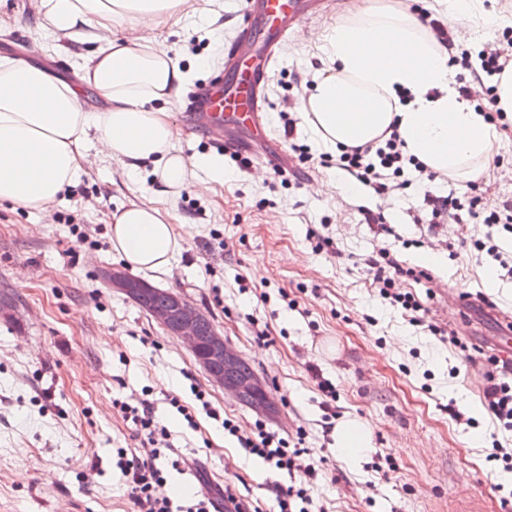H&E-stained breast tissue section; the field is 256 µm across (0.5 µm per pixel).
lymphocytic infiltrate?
I'll return each instance as SVG.
<instances>
[{"mask_svg": "<svg viewBox=\"0 0 512 512\" xmlns=\"http://www.w3.org/2000/svg\"><path fill=\"white\" fill-rule=\"evenodd\" d=\"M449 63L462 71L461 96L468 100L482 97L480 110L488 122L505 120V113L496 106L493 80L496 75L512 68V32L503 31L501 37L484 44L476 52L458 49L450 55ZM334 161L343 177L360 182L378 194L392 186L406 188L411 184V175L426 173L424 165L407 154L402 140L394 132L384 137L382 142L344 149ZM424 200L431 210L433 223L449 217L456 221L463 219L470 224H499L507 232H512L511 205L490 209L474 205L466 207L456 197L430 194L425 195ZM368 267L382 299L410 313L423 311V303L413 293L400 291L395 286L396 279L402 277L420 279L419 271L403 267L387 250L369 259ZM482 377L485 381L483 397L489 411L504 429L511 431L512 363L489 357L483 366ZM194 396L205 413L220 420L225 432L236 437L246 452L261 458L276 470L298 475L299 480L293 485L276 488L273 512H309L312 503L309 488L318 476L313 463V449L292 445L280 431L261 420L249 428H242L231 419L221 418L204 392L195 391ZM116 407L143 444L142 449L134 453L123 448L117 451L116 466L129 489L134 512H264L259 504L237 496L228 485L213 494L197 493L187 507L161 495L160 489L167 482L166 469H180L186 465V458L168 454L170 432L156 419L150 399H139L133 405L120 401Z\"/></svg>", "mask_w": 512, "mask_h": 512, "instance_id": "1", "label": "lymphocytic infiltrate"}]
</instances>
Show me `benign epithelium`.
I'll return each instance as SVG.
<instances>
[{
  "instance_id": "benign-epithelium-1",
  "label": "benign epithelium",
  "mask_w": 512,
  "mask_h": 512,
  "mask_svg": "<svg viewBox=\"0 0 512 512\" xmlns=\"http://www.w3.org/2000/svg\"><path fill=\"white\" fill-rule=\"evenodd\" d=\"M110 285L132 298L140 294L154 292L156 288L145 280L119 269L103 272ZM173 310L158 309L152 311L155 321L166 328L172 335L182 338L191 348L197 362L210 377L224 387V390L238 398L252 396L249 406L261 413L274 409L275 402L265 384L258 378L240 381L229 378L224 372L235 367L241 356L224 340V335L215 327L210 329L206 348H201V328L205 321L204 314L182 296L172 297Z\"/></svg>"
}]
</instances>
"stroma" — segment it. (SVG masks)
I'll list each match as a JSON object with an SVG mask.
<instances>
[{
	"label": "stroma",
	"instance_id": "35a3bbf8",
	"mask_svg": "<svg viewBox=\"0 0 512 512\" xmlns=\"http://www.w3.org/2000/svg\"><path fill=\"white\" fill-rule=\"evenodd\" d=\"M330 2L288 37L265 75L267 141L251 149L250 167L220 156L223 179L200 170L179 193L162 197L149 171L133 179L121 163L92 154L85 175L50 213L0 206V294H8L10 310L0 316V512H132L116 451L140 441L114 402H134L146 390L171 447L194 461L191 469L170 471L167 495L228 482L268 506L274 488L290 483L220 424L229 418L247 427L256 412L215 384L180 337L102 280L103 269L121 264L110 241L112 217L133 202L168 210L181 243L168 269L142 272V279L182 294L254 368L277 405L269 425L305 429V445L319 458L314 506L512 512V502L502 501L512 473L487 458L494 444L512 448V431L497 428L483 401L480 364L437 338L453 332L480 349L512 322V233L498 225L425 223L424 192L470 202L466 183L447 176L377 196L362 186L348 193V180L333 168L296 164L281 178L269 164L292 144L311 142L301 126L286 138L279 112L299 108L309 92L294 88L293 77L319 68L318 33L358 5ZM37 3L0 0V14L9 18L0 28V56L71 76L68 60L92 45L77 34L62 38L64 53L42 51ZM249 6L250 0H189L194 27L167 21L148 37L193 69L199 84L223 71L224 50ZM171 110L181 132L177 151L191 161L216 155L185 112L183 94ZM494 157L478 179L488 208L512 204V127L500 130ZM363 206L383 211L386 225L362 223ZM316 234L330 246L314 251ZM474 238L495 246V254L471 251L466 242ZM384 248L402 265L427 272L418 282H396L423 301L424 324L378 297L367 260ZM490 275L498 290L487 288ZM259 328L264 337H256ZM321 379L335 387V398L319 390ZM196 387L221 418L196 410L192 428L169 399L194 404ZM453 408L463 420L450 416ZM346 418L371 431V448L356 459L326 430Z\"/></svg>",
	"mask_w": 512,
	"mask_h": 512
}]
</instances>
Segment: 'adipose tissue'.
I'll return each instance as SVG.
<instances>
[{
    "label": "adipose tissue",
    "mask_w": 512,
    "mask_h": 512,
    "mask_svg": "<svg viewBox=\"0 0 512 512\" xmlns=\"http://www.w3.org/2000/svg\"><path fill=\"white\" fill-rule=\"evenodd\" d=\"M183 0H41L53 36L84 34L97 45L73 60V79L50 75L19 57L0 56V205L46 211L79 182L82 151L96 143L102 160L131 171L148 164L162 194L177 193L218 162L189 161L173 145L169 105L189 73L149 40L113 38L112 27L146 29L180 15ZM322 67L300 105L318 147L336 151L381 140L396 128L408 154L428 171L473 180L492 157L494 125L463 99L448 50L413 12L371 4L340 15L322 37ZM93 91L108 107L88 112ZM112 248L131 269L167 268L180 248L169 215L130 204L113 216Z\"/></svg>",
    "instance_id": "obj_1"
}]
</instances>
